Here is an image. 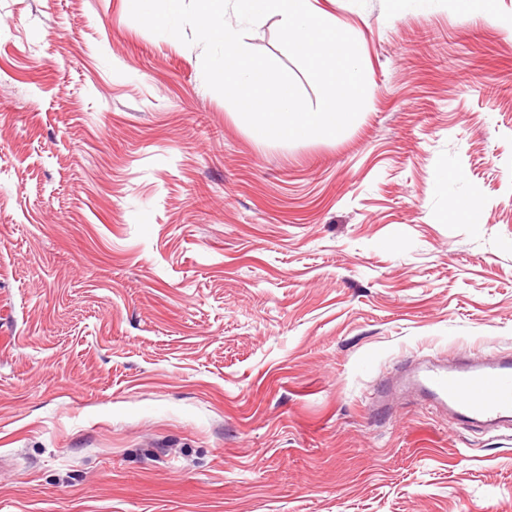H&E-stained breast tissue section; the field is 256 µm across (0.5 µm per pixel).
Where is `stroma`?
I'll return each instance as SVG.
<instances>
[{"label":"stroma","mask_w":512,"mask_h":512,"mask_svg":"<svg viewBox=\"0 0 512 512\" xmlns=\"http://www.w3.org/2000/svg\"><path fill=\"white\" fill-rule=\"evenodd\" d=\"M312 2L365 106L281 143L128 0H0V512H512V424L384 393L512 354V0ZM395 14L403 13H433L440 0H389Z\"/></svg>","instance_id":"1"}]
</instances>
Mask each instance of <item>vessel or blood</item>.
Here are the masks:
<instances>
[{
	"label": "vessel or blood",
	"mask_w": 512,
	"mask_h": 512,
	"mask_svg": "<svg viewBox=\"0 0 512 512\" xmlns=\"http://www.w3.org/2000/svg\"><path fill=\"white\" fill-rule=\"evenodd\" d=\"M408 381L460 422L494 427L512 419L511 355L487 352L429 362L413 369Z\"/></svg>",
	"instance_id": "vessel-or-blood-1"
}]
</instances>
